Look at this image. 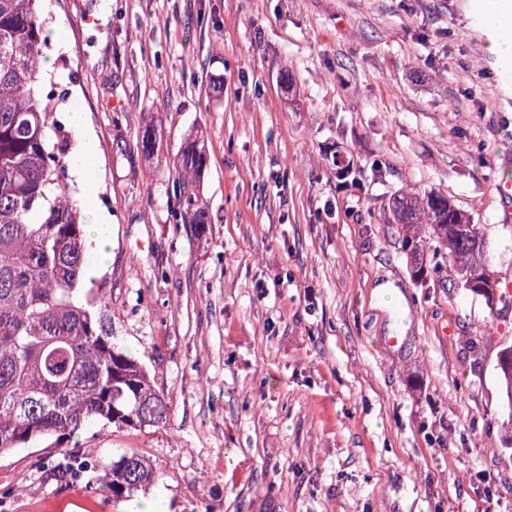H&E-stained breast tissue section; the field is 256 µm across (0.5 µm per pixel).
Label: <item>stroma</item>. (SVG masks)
<instances>
[{
    "label": "stroma",
    "mask_w": 512,
    "mask_h": 512,
    "mask_svg": "<svg viewBox=\"0 0 512 512\" xmlns=\"http://www.w3.org/2000/svg\"><path fill=\"white\" fill-rule=\"evenodd\" d=\"M66 111L110 199L113 332L170 405L0 458V512H512L496 364L512 305L451 262L415 273L395 194L436 189L512 283V63L475 0H47ZM161 115L156 154L136 146ZM201 131L209 224L177 223L160 160ZM356 185L341 186L337 160ZM136 449L157 477L113 500L66 451Z\"/></svg>",
    "instance_id": "obj_1"
}]
</instances>
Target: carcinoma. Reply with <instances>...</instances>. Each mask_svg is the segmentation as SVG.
<instances>
[{"instance_id":"cac0c4a2","label":"carcinoma","mask_w":512,"mask_h":512,"mask_svg":"<svg viewBox=\"0 0 512 512\" xmlns=\"http://www.w3.org/2000/svg\"><path fill=\"white\" fill-rule=\"evenodd\" d=\"M43 2L0 0V457L95 422L140 431L169 421L164 393L115 341L104 284L85 285L94 243L64 183L76 140L57 125L63 95L40 68L51 51L52 15ZM158 120L150 115L139 129L137 147L145 153L156 150ZM169 161L174 217L209 223L196 192L208 162L199 139L188 135ZM389 213L413 255L428 234L432 258L452 261L458 287L491 309L509 302L490 269L481 225L450 197L432 188L404 192ZM497 370L512 408V345L501 349ZM55 468L67 480L88 464L71 455ZM94 469L114 499L134 496L155 478L149 459L134 449Z\"/></svg>"}]
</instances>
